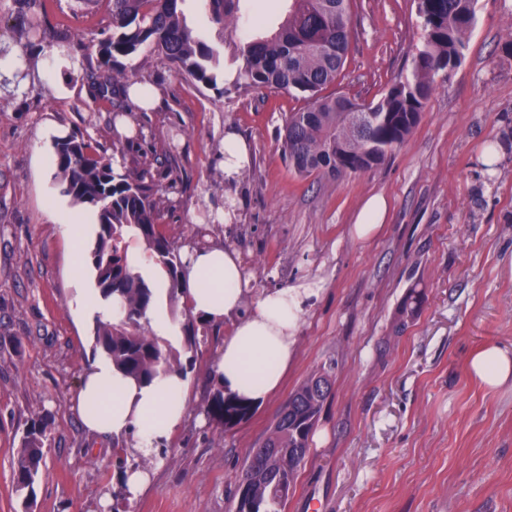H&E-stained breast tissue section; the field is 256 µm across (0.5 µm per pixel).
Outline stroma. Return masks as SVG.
Instances as JSON below:
<instances>
[{
	"label": "stroma",
	"instance_id": "obj_1",
	"mask_svg": "<svg viewBox=\"0 0 512 512\" xmlns=\"http://www.w3.org/2000/svg\"><path fill=\"white\" fill-rule=\"evenodd\" d=\"M57 44L20 40L15 0H0V47L28 59L21 87L0 81V512H233L251 448L290 393L332 367L334 385L285 512H512V383L489 387L468 362L487 346L512 353V0H475L460 63L437 75L413 132L379 167L302 178L278 142L300 93L232 91L234 65L198 83L149 48L122 59L130 81L153 87L156 109H133L128 132L86 90L98 42L112 32L107 0H41ZM354 39L336 83L360 101L379 99L409 75L425 42L417 0H355ZM75 94L54 83L58 57ZM54 123L92 145L116 148L133 168L156 155L152 174L167 199L159 222L181 254L219 245L236 252L243 312L267 290L311 284L295 353L280 389L227 430L201 408L217 349L233 324L201 345L190 371L183 425L164 442L152 480L128 502L111 440L89 434L70 397L95 352L94 326L75 320V278L54 224V170L38 172L37 132ZM249 147L235 181L224 175V134ZM387 203L384 224L351 232L365 203ZM236 202L230 222L205 217ZM419 312L396 331L410 290ZM51 412L48 442L24 501L13 483L27 423Z\"/></svg>",
	"mask_w": 512,
	"mask_h": 512
}]
</instances>
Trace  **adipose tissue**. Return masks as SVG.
I'll return each instance as SVG.
<instances>
[{
	"label": "adipose tissue",
	"mask_w": 512,
	"mask_h": 512,
	"mask_svg": "<svg viewBox=\"0 0 512 512\" xmlns=\"http://www.w3.org/2000/svg\"><path fill=\"white\" fill-rule=\"evenodd\" d=\"M54 217L70 248L74 271L82 272L84 240L96 222L95 213L62 209ZM142 274L155 285V304L147 313L153 332L178 342L180 329L164 308L165 277L156 265L143 269ZM182 283L195 314L204 320L217 325L231 316L237 319L231 335L224 339L215 368L225 392L247 403L268 398L288 368L298 318L312 288L299 285L263 293L253 312L239 317L244 296L240 264L234 252L220 247L200 248L186 258ZM469 369L487 386L497 387L512 379V355L489 346L471 357ZM190 387V377L175 372L162 371L150 382H137L100 356L84 370L72 406L91 433L118 441L134 437L136 451L151 455L185 421ZM91 400L97 404L93 412L87 407Z\"/></svg>",
	"instance_id": "1"
}]
</instances>
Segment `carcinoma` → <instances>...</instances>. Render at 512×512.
Returning a JSON list of instances; mask_svg holds the SVG:
<instances>
[{
  "instance_id": "1",
  "label": "carcinoma",
  "mask_w": 512,
  "mask_h": 512,
  "mask_svg": "<svg viewBox=\"0 0 512 512\" xmlns=\"http://www.w3.org/2000/svg\"><path fill=\"white\" fill-rule=\"evenodd\" d=\"M112 35L99 43L98 67L87 73L91 86L115 112H126L128 91L118 58L150 43L180 73L207 85L216 81L213 69L224 51L237 64L236 91L273 89L307 94V104L289 114L283 127L282 150L289 166L301 176L357 174L372 166L356 158L375 149L376 165L401 144L418 124L425 102L434 91V76L455 67L474 21V0H418L425 46L409 77L392 83L376 102L353 112L350 97L322 91L341 76L353 38L351 0H287L288 10L276 28L264 27L250 14L245 0H204L217 41L195 33L180 8L182 0H111ZM20 35L53 41L54 33L31 17ZM56 168L64 193L97 209L98 230L90 261L95 283L106 299H116L122 316L97 321L95 347L112 364L136 380L149 381L158 372L193 368L198 348L210 335L208 323L187 306L182 312L184 349L166 345L148 326L153 305L151 285L129 259L126 239L141 240L148 258L163 265L168 276V300L175 306L182 292L183 261L178 247L160 230L158 212L163 198L150 168L118 172L112 157L92 147L78 134L55 142ZM421 294L411 295L400 310V327L418 312ZM332 391V369L309 376L290 394L269 433L252 449L243 472L245 487L233 493L234 512H283L299 469L310 448L315 425ZM206 417L229 429L241 423L251 408L224 395L221 382L212 385L203 406ZM49 412L31 419L22 436L13 472L15 490L24 500L34 497V485L48 440Z\"/></svg>"
}]
</instances>
